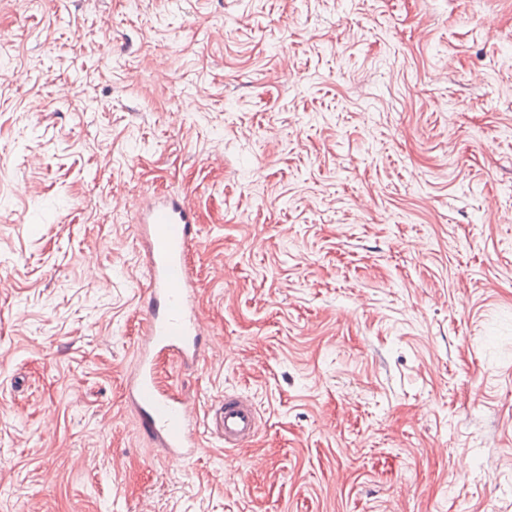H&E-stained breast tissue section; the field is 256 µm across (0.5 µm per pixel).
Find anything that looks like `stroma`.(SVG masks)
<instances>
[{"label": "stroma", "mask_w": 512, "mask_h": 512, "mask_svg": "<svg viewBox=\"0 0 512 512\" xmlns=\"http://www.w3.org/2000/svg\"><path fill=\"white\" fill-rule=\"evenodd\" d=\"M188 197L198 366L130 407L113 194ZM0 512H512V0H0ZM208 425H212L214 432L224 440L226 452L248 446L259 427L257 408L246 396L225 394L216 416H211Z\"/></svg>", "instance_id": "obj_1"}]
</instances>
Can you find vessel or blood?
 I'll return each instance as SVG.
<instances>
[{"label":"vessel or blood","mask_w":512,"mask_h":512,"mask_svg":"<svg viewBox=\"0 0 512 512\" xmlns=\"http://www.w3.org/2000/svg\"><path fill=\"white\" fill-rule=\"evenodd\" d=\"M130 208L141 215L147 288L136 362L127 377L128 396L143 433L169 459L185 463L203 447L197 409L162 385L157 359L168 353L186 367L200 360L206 327L190 262L198 243L195 216L186 198L161 193L132 197ZM210 423L223 439L225 450L242 448L258 431L257 408L246 396L228 394Z\"/></svg>","instance_id":"obj_1"}]
</instances>
